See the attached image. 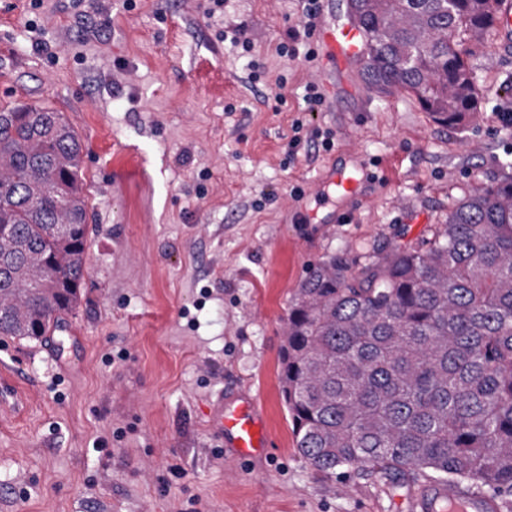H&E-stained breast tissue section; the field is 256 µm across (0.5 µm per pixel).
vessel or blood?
Here are the masks:
<instances>
[{"label":"vessel or blood","mask_w":512,"mask_h":512,"mask_svg":"<svg viewBox=\"0 0 512 512\" xmlns=\"http://www.w3.org/2000/svg\"><path fill=\"white\" fill-rule=\"evenodd\" d=\"M317 39L324 48L329 65L358 59L363 51L362 33L355 23L324 24L317 33ZM24 405V398L12 369L0 370V414L12 413ZM212 427L223 443L234 448L243 458H252L259 450L269 445L259 418L255 402L243 398L233 404L216 403L212 416ZM451 503L454 512H492L493 502L482 496L460 497L452 489H440L429 502V512H435L439 501Z\"/></svg>","instance_id":"1"}]
</instances>
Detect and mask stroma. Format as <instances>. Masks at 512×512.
<instances>
[{"label":"stroma","instance_id":"obj_1","mask_svg":"<svg viewBox=\"0 0 512 512\" xmlns=\"http://www.w3.org/2000/svg\"><path fill=\"white\" fill-rule=\"evenodd\" d=\"M135 3L0 0V105L63 113L90 205L68 317L80 339L0 336L26 401L0 417V512H422L429 478H328L296 453L282 330L314 266L427 237L512 163L498 117L512 38L472 57L481 112L457 130L409 94L363 96L360 63L279 57L300 0H228L225 26L243 27L265 66L254 84L202 0ZM310 81L322 111L303 109ZM316 128L334 132L332 150L310 142ZM335 169L359 180L356 196L322 186ZM221 393L257 399L271 452L246 461L220 445Z\"/></svg>","mask_w":512,"mask_h":512}]
</instances>
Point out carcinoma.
I'll use <instances>...</instances> for the list:
<instances>
[{
    "mask_svg": "<svg viewBox=\"0 0 512 512\" xmlns=\"http://www.w3.org/2000/svg\"><path fill=\"white\" fill-rule=\"evenodd\" d=\"M495 2L346 0L368 90L465 127ZM82 162L62 113L0 108V336L36 340L76 309ZM280 380L296 451L325 476L367 468L512 496V174L464 194L421 242L312 268L288 308Z\"/></svg>",
    "mask_w": 512,
    "mask_h": 512,
    "instance_id": "obj_1",
    "label": "carcinoma"
}]
</instances>
